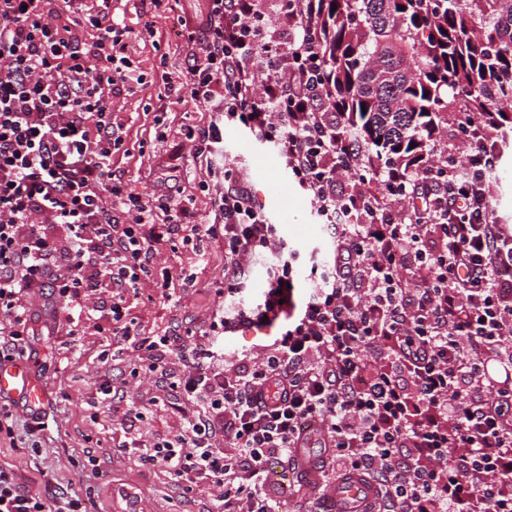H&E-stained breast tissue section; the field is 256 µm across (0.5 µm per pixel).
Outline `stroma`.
<instances>
[{"instance_id": "35a3bbf8", "label": "stroma", "mask_w": 512, "mask_h": 512, "mask_svg": "<svg viewBox=\"0 0 512 512\" xmlns=\"http://www.w3.org/2000/svg\"><path fill=\"white\" fill-rule=\"evenodd\" d=\"M195 0H112V15L128 32L125 54L144 82L133 91L113 95L112 116L122 126V149L110 163L113 178L129 191L151 196L172 184L187 207V220L208 222L215 210L214 191L203 190L204 161L192 159L184 138L186 128L207 126L212 114L194 102L176 104L165 95L167 84L182 80L190 63V49L180 33L193 22ZM165 132L157 140V132ZM224 155L246 172L252 190L264 205L278 237L288 244L295 270V300L308 296L311 265L329 259L332 245L318 222L306 194L288 177L275 148L241 126L224 129ZM490 208L497 223L512 225V146L501 149L493 176ZM158 267L172 276L173 298L163 296L155 279L142 280L129 304L146 336L184 334L185 329H205L221 304L214 282L224 272V247L205 243L154 249ZM109 289H100L99 311L81 314L79 326L68 319L65 301L53 308H37L47 333L35 337L41 362L34 379L47 393L40 408L46 425L39 453H32L23 429L14 441H0V464L13 468L30 490L50 497L61 492L82 496L90 512H218V490L200 484L186 491L164 469L143 464L138 455L122 451L125 431L136 426L146 437L177 431L182 415L192 404L181 393L167 392L165 409L151 404L158 395L144 352L127 348L123 341L103 333L107 324ZM186 336V345L195 339ZM109 381L123 395L124 406L140 408L142 420L115 413L91 417L87 400L96 383ZM51 472L45 483L43 472ZM336 487L331 470L320 474L315 490L289 483L275 498L274 512H313L329 499Z\"/></svg>"}]
</instances>
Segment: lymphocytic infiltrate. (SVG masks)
Listing matches in <instances>:
<instances>
[{
    "label": "lymphocytic infiltrate",
    "mask_w": 512,
    "mask_h": 512,
    "mask_svg": "<svg viewBox=\"0 0 512 512\" xmlns=\"http://www.w3.org/2000/svg\"><path fill=\"white\" fill-rule=\"evenodd\" d=\"M306 2L202 0L184 32L193 59L172 95L209 107L186 140L222 184L213 220L190 224L172 188L145 199L112 177V97L131 88L112 0H0V360L35 358L42 289L81 311L107 286V333L149 354L154 405L168 390L193 405L176 434L132 433L128 448L187 488L215 485L224 512H272L268 463L297 466L314 438L341 477L383 486L373 512H512V227L489 206L495 137L456 124L465 157L440 153L372 194L355 175L364 146L339 136L322 95ZM230 125L275 146L336 243L302 304L284 243L224 158ZM189 241L223 242L215 291L233 302L191 348L141 335L127 303L150 244ZM268 255L262 299L244 301L251 260ZM257 329L270 336L256 357L227 363L218 338ZM0 512L87 509L76 494L46 503L1 466Z\"/></svg>",
    "instance_id": "f902f5d3"
}]
</instances>
